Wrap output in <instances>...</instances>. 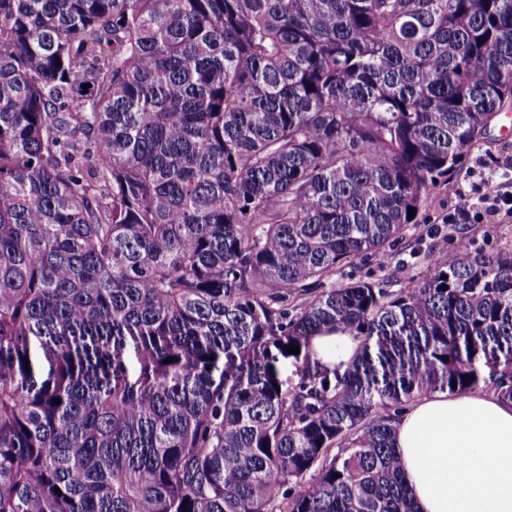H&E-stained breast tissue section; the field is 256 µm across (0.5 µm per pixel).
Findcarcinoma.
Here are the masks:
<instances>
[{
  "label": "carcinoma",
  "mask_w": 512,
  "mask_h": 512,
  "mask_svg": "<svg viewBox=\"0 0 512 512\" xmlns=\"http://www.w3.org/2000/svg\"><path fill=\"white\" fill-rule=\"evenodd\" d=\"M511 109L512 0H0V512H414L402 407L512 401V251L332 278ZM311 345L319 366L332 376L334 371L342 373L359 354L361 339L338 328L334 332L314 336Z\"/></svg>",
  "instance_id": "1"
}]
</instances>
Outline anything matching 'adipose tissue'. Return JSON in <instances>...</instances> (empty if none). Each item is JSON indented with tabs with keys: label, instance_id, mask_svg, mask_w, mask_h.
I'll return each instance as SVG.
<instances>
[{
	"label": "adipose tissue",
	"instance_id": "adipose-tissue-1",
	"mask_svg": "<svg viewBox=\"0 0 512 512\" xmlns=\"http://www.w3.org/2000/svg\"><path fill=\"white\" fill-rule=\"evenodd\" d=\"M314 358L344 371L361 340L313 337ZM394 444L415 512H512V402L490 388L421 394L394 423Z\"/></svg>",
	"mask_w": 512,
	"mask_h": 512
}]
</instances>
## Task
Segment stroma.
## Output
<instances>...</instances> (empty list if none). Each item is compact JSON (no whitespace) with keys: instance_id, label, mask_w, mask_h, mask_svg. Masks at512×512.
<instances>
[{"instance_id":"1","label":"stroma","mask_w":512,"mask_h":512,"mask_svg":"<svg viewBox=\"0 0 512 512\" xmlns=\"http://www.w3.org/2000/svg\"><path fill=\"white\" fill-rule=\"evenodd\" d=\"M512 155V136H506L501 123H493L483 144L471 148L465 160L466 170L477 158ZM465 172L440 185L434 192L420 224L384 253L370 255L337 270L336 281L343 284L360 278L375 282L394 292L408 279L417 277L436 257L447 258L458 240H467L472 249L494 254L512 250V216L500 215L497 223L481 224L464 215L467 205L475 203L471 178ZM459 213L458 223H448L451 213Z\"/></svg>"}]
</instances>
